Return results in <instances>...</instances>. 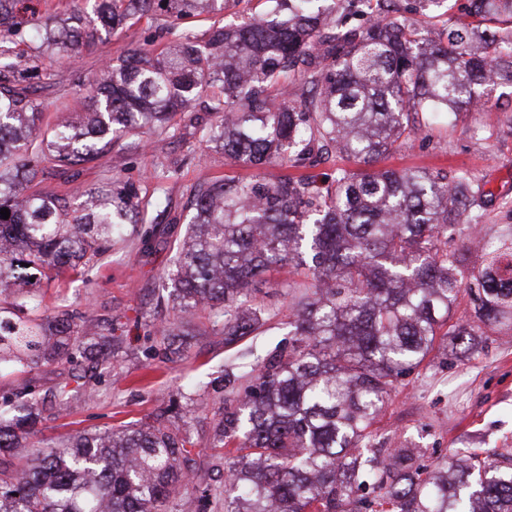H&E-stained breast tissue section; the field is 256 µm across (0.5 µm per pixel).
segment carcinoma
<instances>
[{
  "label": "carcinoma",
  "instance_id": "1",
  "mask_svg": "<svg viewBox=\"0 0 512 512\" xmlns=\"http://www.w3.org/2000/svg\"><path fill=\"white\" fill-rule=\"evenodd\" d=\"M33 0H0V372L60 355H87L83 317L41 310L31 279L52 280L108 249L147 203L120 176L73 200L30 190L40 164L75 167L125 137L165 134L180 116L211 150L255 170L248 179L190 187L192 214L164 287L186 316L224 319V345L264 326L253 286L287 267L300 276L289 304L288 350L257 365L255 382L224 377L216 441L227 448L224 491L203 497L224 512H512V455L489 462L457 448L434 469L410 448H379L375 419L437 344L473 335L452 322L467 295L483 325L512 331V224L481 233L485 205L465 173L377 169L422 134L434 112L455 115L512 85V0H467L440 28L435 12L458 0H349L331 18L321 0H270L263 17L235 25L190 23L229 0H76L44 17ZM157 22L166 48L106 66L87 112L43 127L31 70L13 51L31 37L36 57L76 58L103 30ZM213 117L199 124L196 101ZM335 151L354 164L329 181L266 179ZM180 355L190 321L157 329ZM86 386L73 374L50 391L58 407ZM38 401L0 398V512H165L191 481L196 442L160 418L79 433L20 468Z\"/></svg>",
  "mask_w": 512,
  "mask_h": 512
}]
</instances>
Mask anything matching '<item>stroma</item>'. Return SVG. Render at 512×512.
Instances as JSON below:
<instances>
[{"instance_id": "obj_1", "label": "stroma", "mask_w": 512, "mask_h": 512, "mask_svg": "<svg viewBox=\"0 0 512 512\" xmlns=\"http://www.w3.org/2000/svg\"><path fill=\"white\" fill-rule=\"evenodd\" d=\"M162 46L153 23L145 19L126 32L103 36L77 60L32 61L24 42L15 51L23 63L36 65L37 97L50 123L62 104L92 94L108 63L136 49L157 51ZM382 165L466 172L490 196L477 211V222L512 224V87H496L485 106L460 113L456 120L443 113L429 119L419 138L395 150ZM116 173L136 183L149 201L144 223L79 274L43 290L47 314L64 305L119 336L122 344L111 368L97 372L86 359L42 364L0 375V395L26 387L42 394L71 372L97 375L89 393L75 396L66 411L44 406L38 439L59 442L79 431L144 422L165 411L180 416L196 442L187 470L198 472L204 484L223 485L224 451L213 441L224 413L221 381L228 372L253 380L257 361L287 346L288 285L296 277L283 269L271 282L258 284L256 301L269 312L258 335L225 346L219 319L201 310L192 318L197 335L190 346L181 356L167 358L156 330L179 323L183 315L160 296L190 217L189 190L199 181L247 178L252 171L225 162L184 128L149 136L126 152L118 170L109 154L70 168L44 162L33 187L70 196ZM373 429L378 447L415 449L430 467L447 460L456 448L474 449L483 458L511 449L512 335L489 334L480 353L467 358L448 346L434 350L392 394Z\"/></svg>"}]
</instances>
